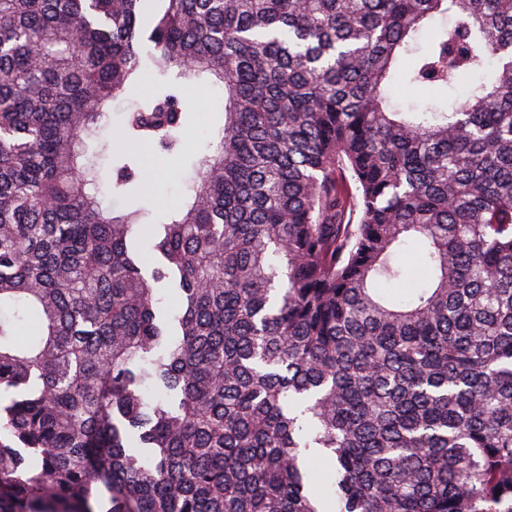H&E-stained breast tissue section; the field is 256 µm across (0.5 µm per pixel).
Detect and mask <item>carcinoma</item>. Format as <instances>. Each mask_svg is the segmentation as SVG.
<instances>
[{"label": "carcinoma", "instance_id": "1", "mask_svg": "<svg viewBox=\"0 0 512 512\" xmlns=\"http://www.w3.org/2000/svg\"><path fill=\"white\" fill-rule=\"evenodd\" d=\"M0 512H512V0H0ZM189 86V91H186L185 108L191 112L192 125L187 135V150L169 155L163 161H158L152 144L139 143L127 146L119 134L125 112L130 111L132 103L153 92V77L149 70L143 72L124 100L114 103L112 112H109L101 122L103 135L115 148L133 149L137 152L141 159L144 188L157 196L162 208L176 206L188 195L186 179L190 159L207 152L212 114L220 110L222 97L224 99V90L220 92L211 87L201 89L195 85ZM433 96L434 94L428 89L420 88L415 91L408 88H401L392 93V101L402 108H407L412 105L423 107Z\"/></svg>", "mask_w": 512, "mask_h": 512}]
</instances>
